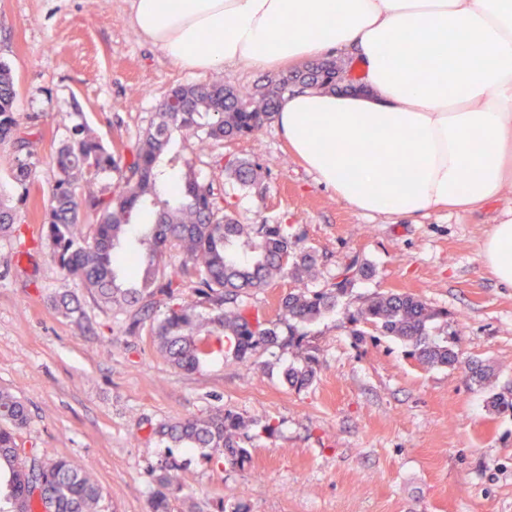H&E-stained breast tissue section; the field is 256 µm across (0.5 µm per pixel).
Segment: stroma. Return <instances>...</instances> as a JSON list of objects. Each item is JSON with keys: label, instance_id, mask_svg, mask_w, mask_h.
<instances>
[{"label": "stroma", "instance_id": "1", "mask_svg": "<svg viewBox=\"0 0 512 512\" xmlns=\"http://www.w3.org/2000/svg\"><path fill=\"white\" fill-rule=\"evenodd\" d=\"M0 61L17 82L21 120L35 118L38 206L18 207L20 237L0 239V389L26 405L25 446L46 448L93 470L98 512H150L152 471L167 461L183 485L171 512H512V412L493 395L512 387V288L483 259V244L512 193L472 209L417 219L364 214L339 201L292 154L276 123L255 136L198 153L175 141L204 180L223 188L242 224H284L316 251L323 287L352 257L372 269L336 307L304 325L322 364L307 388L284 369L302 351L275 345L245 366L223 356L197 371L172 368L148 329L131 333L50 260L42 224L58 146L76 124L104 143L133 146L178 85L220 80L252 93L270 73L227 66L193 74L130 24V0H0ZM259 167L258 190L224 175L227 160ZM67 290L80 320L52 307ZM414 295L447 310L433 335L492 367L480 384L462 369L426 367L403 341L356 340L348 312L376 294ZM223 408L248 423L241 466L218 465L205 448L161 440L159 424ZM274 424L267 434L265 424Z\"/></svg>", "mask_w": 512, "mask_h": 512}]
</instances>
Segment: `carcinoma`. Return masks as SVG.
<instances>
[{"label": "carcinoma", "instance_id": "carcinoma-1", "mask_svg": "<svg viewBox=\"0 0 512 512\" xmlns=\"http://www.w3.org/2000/svg\"><path fill=\"white\" fill-rule=\"evenodd\" d=\"M335 60H316L240 96L222 81L178 85L158 104L156 120L139 136L135 149L104 144L85 125L56 150L55 186L45 214L50 257L66 279L77 280L102 306L124 315L126 329L150 323L157 352L174 368L192 372L222 354L248 364L278 341V326H288V345L304 346L298 325L311 324L336 307L359 277L370 272L357 257L344 263L325 288L290 292L282 298L276 321L252 319L245 299L278 278H318L315 252L288 236L285 224H241L225 206L224 190L204 181L193 166L169 154L172 141L192 136L206 152L225 140L256 135L270 122L288 92L298 85L336 90ZM17 85L9 65L0 62V145L14 155L10 179L21 189L19 202L30 198L36 153L34 132L16 112ZM227 178L242 189L259 188L256 165L232 159ZM116 175L112 190H93L95 181ZM14 199L0 193V238L14 232ZM146 212L153 223L137 225ZM95 223L90 234L77 232L84 216ZM134 270L128 283L119 280L117 254ZM191 288L199 301L181 298ZM56 312L66 318L81 314L69 291L51 296ZM208 305L206 315L197 303ZM351 333L364 340L365 328L395 336L408 344L407 355L421 365H458L470 380L482 382L487 370L432 337V328L448 319V311L407 293H381L346 316ZM207 326L204 336L195 331ZM320 367L309 351L302 365L285 372L289 387L301 390L314 381ZM28 423L23 401L0 390V512H97L102 488L92 473L73 466L46 449L28 457L20 452L19 431ZM243 418L216 409L205 416L162 423L155 430L182 448H207L218 462L237 465L249 455L240 445ZM172 466L154 469L156 490L152 512H169V500L181 486Z\"/></svg>", "mask_w": 512, "mask_h": 512}]
</instances>
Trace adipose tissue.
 I'll list each match as a JSON object with an SVG mask.
<instances>
[{"instance_id":"ef3b65f1","label":"adipose tissue","mask_w":512,"mask_h":512,"mask_svg":"<svg viewBox=\"0 0 512 512\" xmlns=\"http://www.w3.org/2000/svg\"><path fill=\"white\" fill-rule=\"evenodd\" d=\"M130 19L191 72L353 56L364 92H294L277 124L363 212L480 207L512 188V0H130ZM483 258L512 287V210Z\"/></svg>"}]
</instances>
